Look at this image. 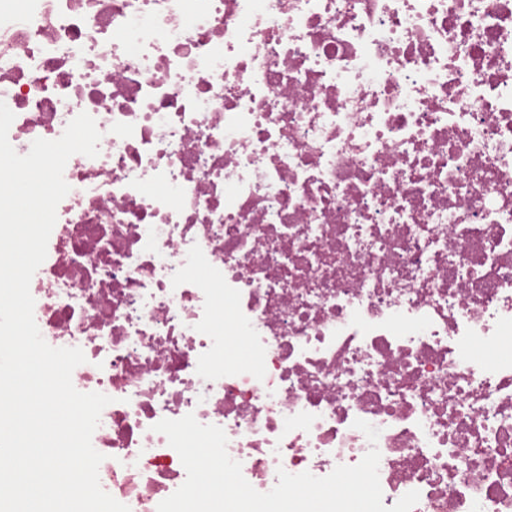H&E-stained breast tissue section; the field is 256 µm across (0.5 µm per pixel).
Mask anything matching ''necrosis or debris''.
<instances>
[{
    "instance_id": "1",
    "label": "necrosis or debris",
    "mask_w": 512,
    "mask_h": 512,
    "mask_svg": "<svg viewBox=\"0 0 512 512\" xmlns=\"http://www.w3.org/2000/svg\"><path fill=\"white\" fill-rule=\"evenodd\" d=\"M0 101L101 133L30 290L105 492L191 413L261 493L374 445L385 506L512 512V0H0Z\"/></svg>"
}]
</instances>
